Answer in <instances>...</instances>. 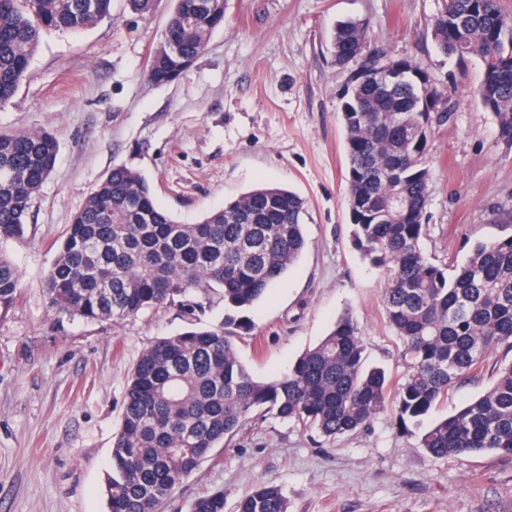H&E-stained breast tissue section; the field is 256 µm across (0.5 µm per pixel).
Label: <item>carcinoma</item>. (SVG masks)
I'll return each mask as SVG.
<instances>
[{
  "mask_svg": "<svg viewBox=\"0 0 512 512\" xmlns=\"http://www.w3.org/2000/svg\"><path fill=\"white\" fill-rule=\"evenodd\" d=\"M112 0H0V106L25 78L43 32L84 31L111 16ZM224 25V0H175L148 77L170 83L197 60ZM438 51L480 60L475 96L512 147V18L500 0H443L431 20ZM368 43L360 20L336 22L331 54ZM419 87L376 79L356 83L340 101L345 130L348 208L353 241L383 274L389 326L408 370L393 382L366 364L357 326L340 317L288 373L255 378L236 341L265 291L306 245V202L295 192L257 186L196 224H180L138 172L120 165L73 216L45 280L52 307L87 320L123 321L173 306L187 327L157 339L137 360L113 437L106 496L109 512H160L208 456L244 424L269 412L325 438L370 425L394 399V425L419 430L429 457L512 455V363L458 412L428 424L462 379L478 377L489 356L512 352V233L476 243L460 263H439L421 242L432 181L427 157L448 102L422 111ZM57 139L43 129L0 133V241L25 235L32 201L49 177ZM20 276L0 255V314L16 303ZM218 298L224 320L197 326L195 313ZM192 512H224V494L197 498ZM235 512H288V499L265 484L243 495Z\"/></svg>",
  "mask_w": 512,
  "mask_h": 512,
  "instance_id": "carcinoma-1",
  "label": "carcinoma"
}]
</instances>
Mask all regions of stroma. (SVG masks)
Wrapping results in <instances>:
<instances>
[{
    "label": "stroma",
    "instance_id": "35a3bbf8",
    "mask_svg": "<svg viewBox=\"0 0 512 512\" xmlns=\"http://www.w3.org/2000/svg\"><path fill=\"white\" fill-rule=\"evenodd\" d=\"M441 0H224V24L179 79L156 84L148 59L173 0L144 16L112 0V16L75 34L43 33L28 75L0 106V131L43 128L58 151L20 240L0 243L20 297L0 316V512H108L104 493L126 385L142 351L185 321L173 307L121 322L51 307L44 288L68 224L113 167L137 170L183 224L259 185L307 203L306 246L256 304L238 341L257 378L287 373L341 315L368 364L395 379L407 366L386 321L383 280L352 244L340 96L349 70L329 37L337 20L364 21L372 47L416 60L451 100L428 142L434 170L423 248L442 261L502 232L512 208V148L474 95L482 65L439 53L431 20ZM288 512H512V457L430 459L417 434L384 410L367 430L325 438L269 416L213 448L160 512H191L224 494V512L262 483Z\"/></svg>",
    "mask_w": 512,
    "mask_h": 512
}]
</instances>
